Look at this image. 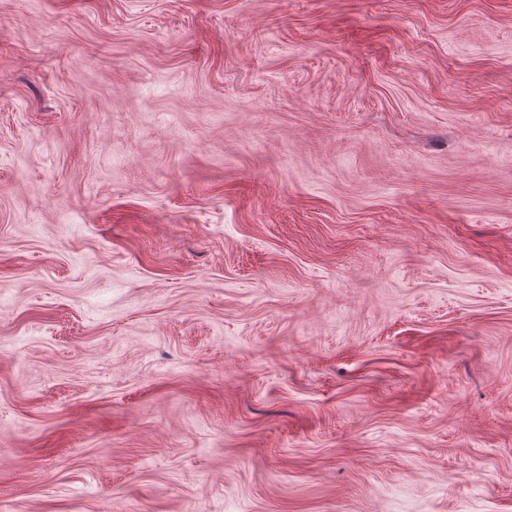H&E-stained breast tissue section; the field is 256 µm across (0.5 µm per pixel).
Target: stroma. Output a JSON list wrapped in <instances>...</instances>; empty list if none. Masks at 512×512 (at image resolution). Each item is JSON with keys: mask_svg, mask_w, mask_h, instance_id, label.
<instances>
[{"mask_svg": "<svg viewBox=\"0 0 512 512\" xmlns=\"http://www.w3.org/2000/svg\"><path fill=\"white\" fill-rule=\"evenodd\" d=\"M0 512H512V0H0Z\"/></svg>", "mask_w": 512, "mask_h": 512, "instance_id": "obj_1", "label": "stroma"}]
</instances>
